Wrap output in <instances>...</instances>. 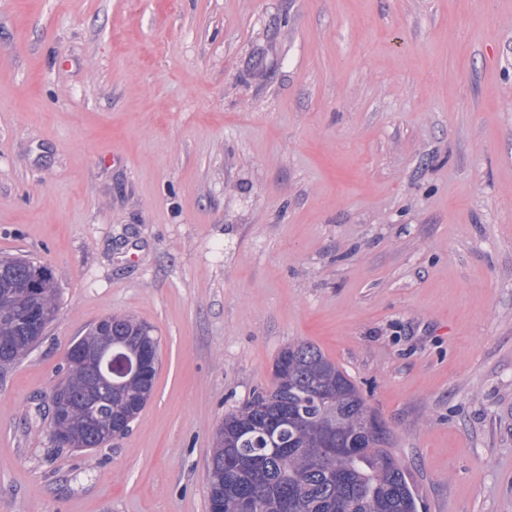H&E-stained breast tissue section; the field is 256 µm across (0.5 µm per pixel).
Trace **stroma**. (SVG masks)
<instances>
[{"label":"stroma","instance_id":"35a3bbf8","mask_svg":"<svg viewBox=\"0 0 512 512\" xmlns=\"http://www.w3.org/2000/svg\"><path fill=\"white\" fill-rule=\"evenodd\" d=\"M59 309L0 369V512H207L224 416L305 341L419 512H512V0H0V256ZM160 341L105 447L44 416L110 314ZM50 407L51 413L55 417V425L50 432L52 438L60 447L73 448L72 437L67 429V421L69 417L68 409L62 401L54 396L50 399ZM51 413L48 407L47 419L49 430L53 425V416Z\"/></svg>","mask_w":512,"mask_h":512}]
</instances>
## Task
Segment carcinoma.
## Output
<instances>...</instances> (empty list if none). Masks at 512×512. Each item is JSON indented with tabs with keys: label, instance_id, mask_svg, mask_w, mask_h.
Returning a JSON list of instances; mask_svg holds the SVG:
<instances>
[{
	"label": "carcinoma",
	"instance_id": "cac0c4a2",
	"mask_svg": "<svg viewBox=\"0 0 512 512\" xmlns=\"http://www.w3.org/2000/svg\"><path fill=\"white\" fill-rule=\"evenodd\" d=\"M44 272L37 295L28 294L35 270ZM58 311V292L49 268L24 257L0 258V345L17 361L39 341L17 321L22 313L41 319ZM140 340L150 355L143 373L107 397L92 364H66L58 386L70 407V429L82 450L105 445L85 418L96 399L101 414L121 433L151 396L159 367V341L130 315L100 320L73 342L97 348L102 336ZM390 434L348 375L313 344L283 348L273 365L271 386L224 416L212 460L222 468L208 474L209 512H417L405 466L389 448Z\"/></svg>",
	"mask_w": 512,
	"mask_h": 512
}]
</instances>
